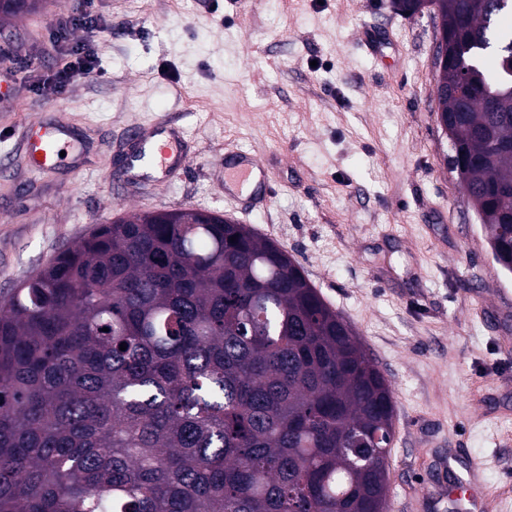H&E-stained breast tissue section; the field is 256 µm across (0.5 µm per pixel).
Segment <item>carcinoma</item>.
Listing matches in <instances>:
<instances>
[{"mask_svg": "<svg viewBox=\"0 0 512 512\" xmlns=\"http://www.w3.org/2000/svg\"><path fill=\"white\" fill-rule=\"evenodd\" d=\"M394 4L441 20L447 162L512 273V0ZM393 419L350 325L219 214L98 224L0 302V512H388Z\"/></svg>", "mask_w": 512, "mask_h": 512, "instance_id": "carcinoma-1", "label": "carcinoma"}]
</instances>
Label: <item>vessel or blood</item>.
Here are the masks:
<instances>
[{"label":"vessel or blood","instance_id":"obj_1","mask_svg":"<svg viewBox=\"0 0 512 512\" xmlns=\"http://www.w3.org/2000/svg\"><path fill=\"white\" fill-rule=\"evenodd\" d=\"M134 156L143 170L138 178L161 185L174 178L185 165L187 154L181 133L166 122L137 127L133 137ZM24 144L30 165L41 172H52L65 163L66 153L77 150L78 141L69 126L44 122L26 131ZM273 179L264 163L252 152L235 151L224 157V193H248L252 205L265 204L272 193ZM448 480L451 512H487V497L478 462L452 455L442 462Z\"/></svg>","mask_w":512,"mask_h":512}]
</instances>
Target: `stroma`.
<instances>
[{
	"label": "stroma",
	"mask_w": 512,
	"mask_h": 512,
	"mask_svg": "<svg viewBox=\"0 0 512 512\" xmlns=\"http://www.w3.org/2000/svg\"><path fill=\"white\" fill-rule=\"evenodd\" d=\"M70 0H42L0 28V48L47 75L62 59L47 27ZM105 80L50 103L25 80L0 101V300L98 224L195 208L247 224L287 250L351 324L389 382L388 500L446 512L441 456L479 461L490 512H512V274L445 161L438 121L440 22L392 0H98ZM380 40L378 53L361 44ZM69 123L82 153L31 167L22 130ZM160 119L189 147L184 171L150 187L114 184L132 127ZM256 153L276 181L242 215L224 196V153Z\"/></svg>",
	"instance_id": "1"
}]
</instances>
